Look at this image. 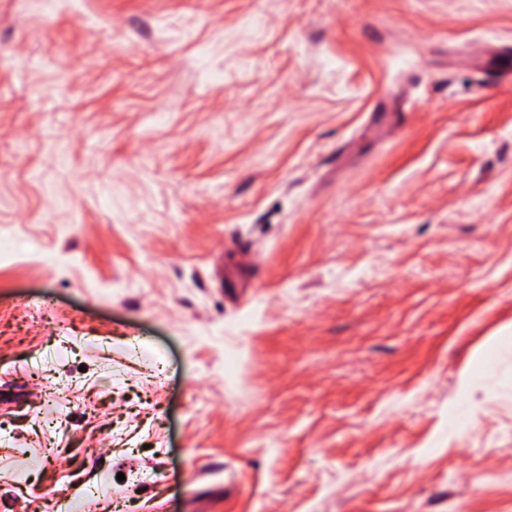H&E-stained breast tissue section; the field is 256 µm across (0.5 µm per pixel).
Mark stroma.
<instances>
[{"label": "stroma", "mask_w": 512, "mask_h": 512, "mask_svg": "<svg viewBox=\"0 0 512 512\" xmlns=\"http://www.w3.org/2000/svg\"><path fill=\"white\" fill-rule=\"evenodd\" d=\"M510 326L512 0H0V512H512Z\"/></svg>", "instance_id": "35a3bbf8"}]
</instances>
